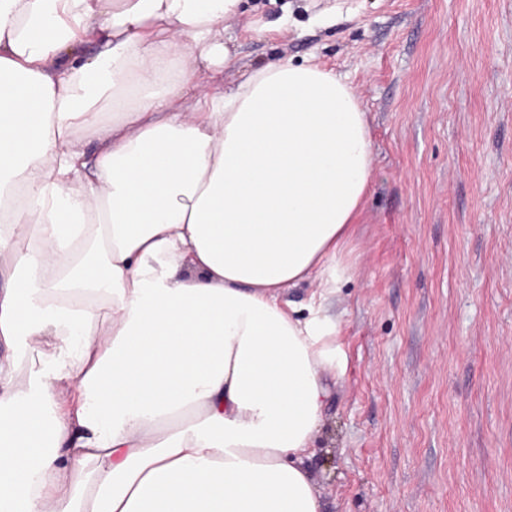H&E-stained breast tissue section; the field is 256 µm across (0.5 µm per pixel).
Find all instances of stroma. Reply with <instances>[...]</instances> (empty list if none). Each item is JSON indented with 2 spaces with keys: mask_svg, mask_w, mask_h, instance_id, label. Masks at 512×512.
<instances>
[{
  "mask_svg": "<svg viewBox=\"0 0 512 512\" xmlns=\"http://www.w3.org/2000/svg\"><path fill=\"white\" fill-rule=\"evenodd\" d=\"M335 3L242 0L224 24L225 81L312 56L370 124L328 305L348 370L310 467L327 512H512V0Z\"/></svg>",
  "mask_w": 512,
  "mask_h": 512,
  "instance_id": "1",
  "label": "stroma"
}]
</instances>
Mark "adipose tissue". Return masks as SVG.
Wrapping results in <instances>:
<instances>
[{"mask_svg":"<svg viewBox=\"0 0 512 512\" xmlns=\"http://www.w3.org/2000/svg\"><path fill=\"white\" fill-rule=\"evenodd\" d=\"M240 4L0 0V512L325 510L372 138L312 61L225 88Z\"/></svg>","mask_w":512,"mask_h":512,"instance_id":"ef3b65f1","label":"adipose tissue"}]
</instances>
